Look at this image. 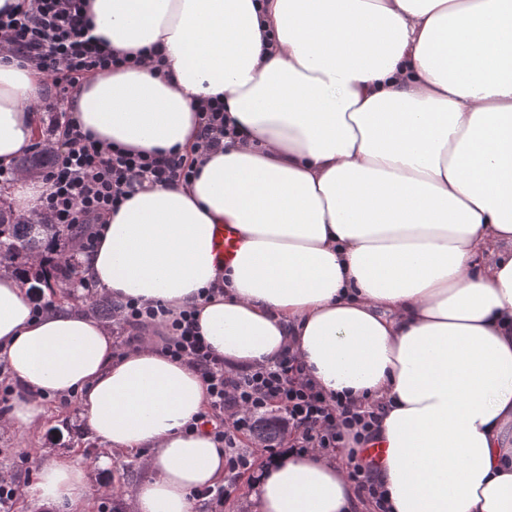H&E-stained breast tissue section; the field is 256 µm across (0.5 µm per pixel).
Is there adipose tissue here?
<instances>
[{
  "label": "adipose tissue",
  "mask_w": 512,
  "mask_h": 512,
  "mask_svg": "<svg viewBox=\"0 0 512 512\" xmlns=\"http://www.w3.org/2000/svg\"><path fill=\"white\" fill-rule=\"evenodd\" d=\"M95 36L154 49L83 80V130L176 150L190 183H144L76 255L112 299L189 310L230 368L295 354L325 395L385 405L376 445L392 512H512V0H87ZM44 73L0 57V167L42 132ZM238 138L202 152L197 106ZM48 182L0 191L39 217ZM237 233L231 259L218 226ZM0 365L18 390L0 423L29 433L76 403L88 437L149 477L128 512H197L223 486L224 446L194 427L196 370L149 343L120 349L73 299L34 312L0 272ZM26 502L89 512L79 458L39 452ZM254 512H351L345 461L256 458Z\"/></svg>",
  "instance_id": "obj_1"
}]
</instances>
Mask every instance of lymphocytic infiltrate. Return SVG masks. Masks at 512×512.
<instances>
[{
	"label": "lymphocytic infiltrate",
	"mask_w": 512,
	"mask_h": 512,
	"mask_svg": "<svg viewBox=\"0 0 512 512\" xmlns=\"http://www.w3.org/2000/svg\"><path fill=\"white\" fill-rule=\"evenodd\" d=\"M0 51L37 67L51 81L38 103L52 116L42 146L50 155L43 178L54 187L41 221L63 229L80 228L75 240L78 249L87 251L96 245L98 224L143 182L169 185L192 179V168L177 152H136L107 145L82 131L71 117V94L88 75L137 66L147 55L143 49L120 54L103 48L90 34L83 0H30L26 10L1 16ZM199 112L202 150L223 147L225 139L234 137V129L224 123L223 103L206 101ZM112 314L131 327L159 324L163 350L192 364L207 386L206 421L224 445L227 477L223 488L201 491L199 499H220L231 492L240 471L251 466L255 452L271 458L279 454L275 442L261 443L256 450L238 445L240 436L253 435L266 414L274 411L281 428L294 431L297 450L330 455L346 449L348 479L357 496L372 512H391L387 492L376 478L377 466L364 454L365 445L378 432L380 405L327 398L306 379L301 363L289 353L269 366L226 368L199 335L192 312L170 319L163 306L128 301L113 303Z\"/></svg>",
	"instance_id": "1"
}]
</instances>
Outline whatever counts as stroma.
<instances>
[{"mask_svg": "<svg viewBox=\"0 0 512 512\" xmlns=\"http://www.w3.org/2000/svg\"><path fill=\"white\" fill-rule=\"evenodd\" d=\"M49 405H62L64 413L45 432L21 434L0 425V471L11 474L15 484H25L35 479L40 458L39 449H55L62 458L82 456L89 470L91 488L96 504L92 512H101V502H109L112 512H124V498L134 487L147 479L137 457H114L110 469L99 468L98 461L104 454L101 445L87 438L77 409L72 403H59L56 397H48Z\"/></svg>", "mask_w": 512, "mask_h": 512, "instance_id": "stroma-1", "label": "stroma"}]
</instances>
